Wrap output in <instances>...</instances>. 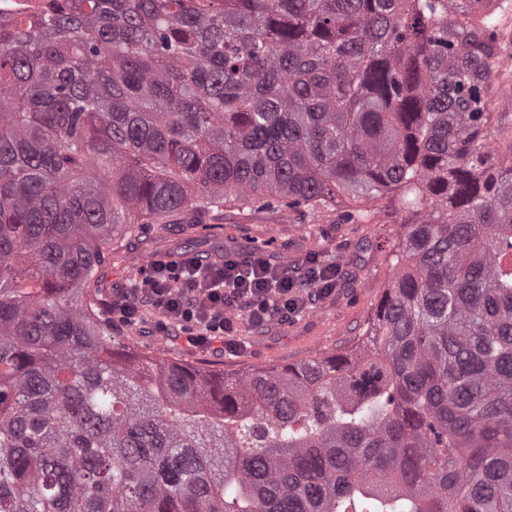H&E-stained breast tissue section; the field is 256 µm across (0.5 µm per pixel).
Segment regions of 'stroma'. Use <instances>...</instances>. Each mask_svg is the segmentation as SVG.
<instances>
[{
    "mask_svg": "<svg viewBox=\"0 0 512 512\" xmlns=\"http://www.w3.org/2000/svg\"><path fill=\"white\" fill-rule=\"evenodd\" d=\"M499 11V66L494 72L498 89L490 122L488 162L512 153V0H503ZM212 223L221 231L208 243H200L186 224L155 225L151 247L139 239L123 241L111 263L99 272L107 298L130 287L142 269L156 260H174L191 252L203 256L232 251L244 254L262 249L269 258L289 268L302 267L310 254L336 262L342 272L331 295L308 300L302 312L286 322L271 321L256 327L246 310L232 312L234 331L220 349L194 347L180 327L158 328L159 316L145 310L140 322L121 325L127 348L182 364L213 371H247L251 368L282 367L315 355L332 354L361 336L395 274L392 250L397 242L400 219L378 208L368 220L349 222L341 205L286 212L264 209L225 208Z\"/></svg>",
    "mask_w": 512,
    "mask_h": 512,
    "instance_id": "1",
    "label": "stroma"
}]
</instances>
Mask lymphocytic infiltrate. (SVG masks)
I'll return each mask as SVG.
<instances>
[{
    "label": "lymphocytic infiltrate",
    "instance_id": "obj_1",
    "mask_svg": "<svg viewBox=\"0 0 512 512\" xmlns=\"http://www.w3.org/2000/svg\"><path fill=\"white\" fill-rule=\"evenodd\" d=\"M335 282V263L316 257L299 273L273 264L260 250L243 257L225 255L219 264L201 255L184 256L151 263L130 294L113 300L112 312L134 323L140 305L150 306L160 315V327L189 326L191 343L210 347L231 331L230 311L246 308L255 325L283 321L303 305L304 287L325 296Z\"/></svg>",
    "mask_w": 512,
    "mask_h": 512
}]
</instances>
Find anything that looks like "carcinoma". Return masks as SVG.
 <instances>
[{
	"label": "carcinoma",
	"instance_id": "1",
	"mask_svg": "<svg viewBox=\"0 0 512 512\" xmlns=\"http://www.w3.org/2000/svg\"><path fill=\"white\" fill-rule=\"evenodd\" d=\"M500 0H52L0 29V512H512ZM406 213L357 345L133 357L98 271L224 206Z\"/></svg>",
	"mask_w": 512,
	"mask_h": 512
}]
</instances>
